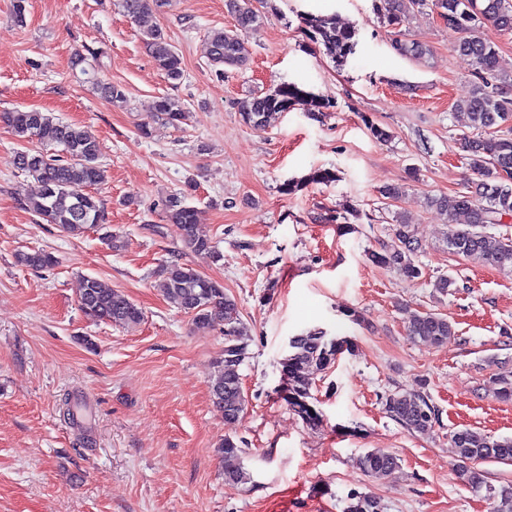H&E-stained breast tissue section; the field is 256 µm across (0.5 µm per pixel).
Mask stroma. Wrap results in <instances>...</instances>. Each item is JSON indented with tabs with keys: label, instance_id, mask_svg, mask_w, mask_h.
Here are the masks:
<instances>
[{
	"label": "stroma",
	"instance_id": "1",
	"mask_svg": "<svg viewBox=\"0 0 512 512\" xmlns=\"http://www.w3.org/2000/svg\"><path fill=\"white\" fill-rule=\"evenodd\" d=\"M12 10L0 0V111L37 108L96 137L108 223L70 236L28 211L22 201L40 185L16 172L21 144L0 127V512H344L354 492L375 496L383 512H512V502L460 482L451 444L463 428L512 438V398L499 396L501 376L512 375V272L449 254V227L426 204L466 187L465 119L453 106L474 80L435 11L396 32L372 0H272L244 37L246 65L220 71L207 35L233 24L224 0H168L139 23L114 0H28L21 24ZM307 13L354 27L345 64L306 37ZM151 26L182 59L178 88L146 48ZM397 36L426 56L398 54ZM90 49L102 56L85 74L74 61ZM284 82L332 108L298 105L265 129L245 125L236 101ZM102 83L121 84L125 99L102 97ZM171 92L188 110L178 130L152 118L156 98ZM370 122L390 139H373ZM316 168L335 181L307 182ZM387 184L403 185L399 201L381 197ZM177 192L223 260L192 252L166 218L163 202ZM399 214L422 245L413 281L368 258ZM20 250L57 263L20 265ZM174 259L238 303L247 328L238 423H225L210 397L223 327L195 328L155 286ZM82 274L128 295L140 322L86 317ZM448 275L455 288L436 292ZM421 312L447 318L454 336L410 339L408 321ZM318 327L353 348L317 377L322 422L313 427L280 395L281 362L291 336ZM397 391L428 396L432 432L385 413ZM67 397L83 406L88 433L64 418ZM227 437L245 450L246 484L224 481L217 448ZM368 451L396 456V468L365 476L355 460Z\"/></svg>",
	"mask_w": 512,
	"mask_h": 512
}]
</instances>
